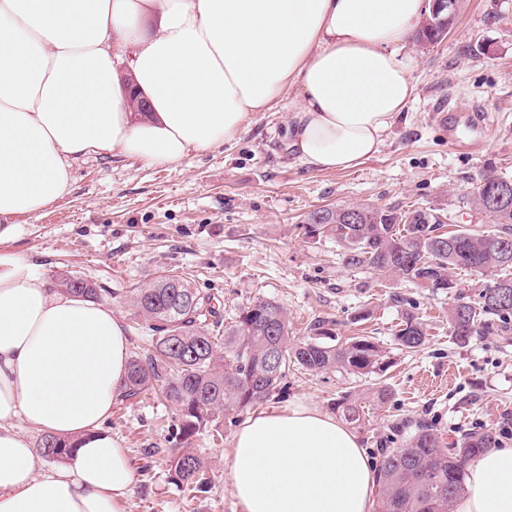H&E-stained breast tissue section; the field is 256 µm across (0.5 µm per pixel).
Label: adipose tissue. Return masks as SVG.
<instances>
[{
    "instance_id": "ef3b65f1",
    "label": "adipose tissue",
    "mask_w": 512,
    "mask_h": 512,
    "mask_svg": "<svg viewBox=\"0 0 512 512\" xmlns=\"http://www.w3.org/2000/svg\"><path fill=\"white\" fill-rule=\"evenodd\" d=\"M428 0H0V512H124L135 467L107 430L128 376L111 303L53 287L6 250L12 216L68 190L75 162L180 165L295 98L284 138L309 168L375 156L416 98ZM150 111L136 112L130 91ZM77 450L43 469L28 429ZM240 512H374L358 435L308 400L249 417L228 457ZM455 512H512V447L468 471Z\"/></svg>"
}]
</instances>
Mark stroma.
Instances as JSON below:
<instances>
[{
	"label": "stroma",
	"mask_w": 512,
	"mask_h": 512,
	"mask_svg": "<svg viewBox=\"0 0 512 512\" xmlns=\"http://www.w3.org/2000/svg\"><path fill=\"white\" fill-rule=\"evenodd\" d=\"M413 52L416 99L381 150L355 169L316 172L288 152L289 90L273 110L253 113L235 142L191 154L179 166L101 156L76 162L63 197L17 218L10 248L50 283L72 271L100 286L133 352H146L154 333L135 315L130 295L168 270L211 296L227 323L261 298L284 308L291 342L308 339L320 321L332 322L340 337H373L386 352L385 372L358 377L293 367L265 401L270 407L307 398L338 416L341 397L353 395L363 411L354 429L373 461L401 447L420 422L447 443L472 429L499 430L512 420V329H484L457 343L448 323L453 294L346 266L335 241L309 235L304 224L320 207L415 204L450 214L458 225L491 228L469 197L486 173L512 177V0H460L450 33ZM441 106L489 114L479 149L449 147L433 119ZM362 310L370 319L352 323ZM408 312L427 333L410 352L394 340ZM382 388L390 392L384 401ZM246 418H220V440L206 432L193 437L210 490L191 496L169 480L175 409L151 390L118 401L107 427L139 463L127 512H238L228 454Z\"/></svg>",
	"instance_id": "35a3bbf8"
}]
</instances>
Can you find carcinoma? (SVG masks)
<instances>
[{
	"instance_id": "carcinoma-1",
	"label": "carcinoma",
	"mask_w": 512,
	"mask_h": 512,
	"mask_svg": "<svg viewBox=\"0 0 512 512\" xmlns=\"http://www.w3.org/2000/svg\"><path fill=\"white\" fill-rule=\"evenodd\" d=\"M448 9L435 16L434 24L418 29V43L439 41V33L456 18L459 0H446ZM512 191V179L486 174L470 192V204L485 210L494 228L458 229L441 233L451 220L431 207L411 205L406 210L366 205L320 207L308 213L305 223L320 237L336 241L342 262L364 267L378 275H392L428 291H446L457 286L451 271L465 268L484 278L479 307L457 296L448 312L455 340L464 343L479 325L498 319L507 329L512 323V277L496 272L512 269L504 257H512V201L499 207L494 188ZM59 286L83 298L96 299L100 289L85 279L64 275ZM131 304L137 315L150 322L157 334L152 348L134 354L123 398L132 399L155 387L178 415L169 460L170 478L176 486L200 491L207 481L203 461L188 447L203 431H219L218 419L226 412L242 411L264 401L276 389L292 365L309 373L340 368L349 374L368 375L385 370L386 355L368 336L344 343L320 340L328 335L312 325L313 338L301 344L290 342L288 315L270 300L257 299L242 309L230 326L208 317L216 316L210 297L179 274H163L134 290ZM425 326L412 313L405 314L395 331L396 345L413 351L425 341ZM498 444L497 433L475 430L443 447L442 434L421 423L402 447L380 459L376 512H451V505L465 492V469L485 449ZM44 456L67 459L74 446L66 439L47 435L41 443Z\"/></svg>"
}]
</instances>
